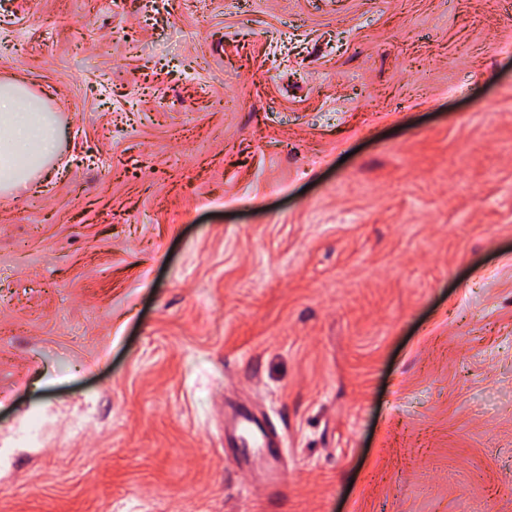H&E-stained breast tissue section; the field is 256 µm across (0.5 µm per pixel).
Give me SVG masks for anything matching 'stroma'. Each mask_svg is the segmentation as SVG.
Returning <instances> with one entry per match:
<instances>
[{
    "mask_svg": "<svg viewBox=\"0 0 512 512\" xmlns=\"http://www.w3.org/2000/svg\"><path fill=\"white\" fill-rule=\"evenodd\" d=\"M4 78L0 512H512V0H0ZM55 114L15 80L0 82V201L40 178L56 154Z\"/></svg>",
    "mask_w": 512,
    "mask_h": 512,
    "instance_id": "1",
    "label": "stroma"
}]
</instances>
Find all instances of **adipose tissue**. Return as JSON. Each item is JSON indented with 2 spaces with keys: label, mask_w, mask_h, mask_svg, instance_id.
<instances>
[{
  "label": "adipose tissue",
  "mask_w": 512,
  "mask_h": 512,
  "mask_svg": "<svg viewBox=\"0 0 512 512\" xmlns=\"http://www.w3.org/2000/svg\"><path fill=\"white\" fill-rule=\"evenodd\" d=\"M57 121L46 101L15 80L0 82V201L40 178L56 154Z\"/></svg>",
  "instance_id": "ef3b65f1"
}]
</instances>
